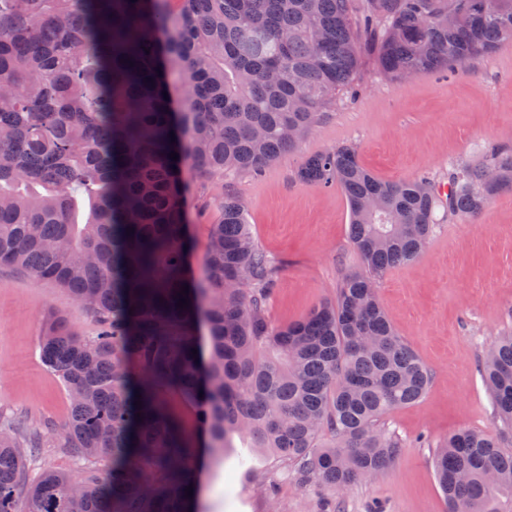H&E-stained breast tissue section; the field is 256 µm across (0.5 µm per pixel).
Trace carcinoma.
I'll use <instances>...</instances> for the list:
<instances>
[{"label": "carcinoma", "mask_w": 512, "mask_h": 512, "mask_svg": "<svg viewBox=\"0 0 512 512\" xmlns=\"http://www.w3.org/2000/svg\"><path fill=\"white\" fill-rule=\"evenodd\" d=\"M509 40L512 0H0V266L67 289L99 327L86 339L48 319L42 360L69 416L29 432L0 418V512H198L199 453L236 436L333 496L387 468L405 442L383 419L431 373L378 282L424 252L439 217L475 220L512 189V148L452 169L446 195L424 175L376 178L351 143L308 157L298 178L342 189L362 270L286 326L266 312L280 263L224 176H259L293 150L366 58L405 81ZM186 169L223 188L203 282ZM481 373L497 426L434 453L448 512H512V334ZM173 392L196 405L194 431ZM46 446L77 471L29 479L25 458Z\"/></svg>", "instance_id": "carcinoma-1"}]
</instances>
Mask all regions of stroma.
I'll return each instance as SVG.
<instances>
[{"instance_id":"stroma-1","label":"stroma","mask_w":512,"mask_h":512,"mask_svg":"<svg viewBox=\"0 0 512 512\" xmlns=\"http://www.w3.org/2000/svg\"><path fill=\"white\" fill-rule=\"evenodd\" d=\"M351 142L361 162L384 181L447 177L451 166L485 148L512 144V40L489 58L452 74H422L394 82L366 62L356 97L332 109L299 145L261 176L240 174L232 186L242 199L257 246L278 259V285L266 305L275 325L305 317L333 298L345 274L361 270L349 239V208L337 187L301 183L309 157ZM217 182L188 180L186 211L192 262L201 267L215 210L202 201L220 194ZM378 295L398 335L430 369L417 403L386 419L405 441L385 470L357 482L336 499V512H446L432 467L434 447L459 429L493 427L480 368L492 341L512 331V191L492 199L474 222L444 220L421 257L391 269ZM67 320L85 337L96 318L52 282L0 267V415L23 428L63 425L69 397L43 363L40 336L48 315ZM275 479V499L261 485ZM321 490L304 488L279 464L257 455L238 437L201 475L200 512H319Z\"/></svg>"}]
</instances>
